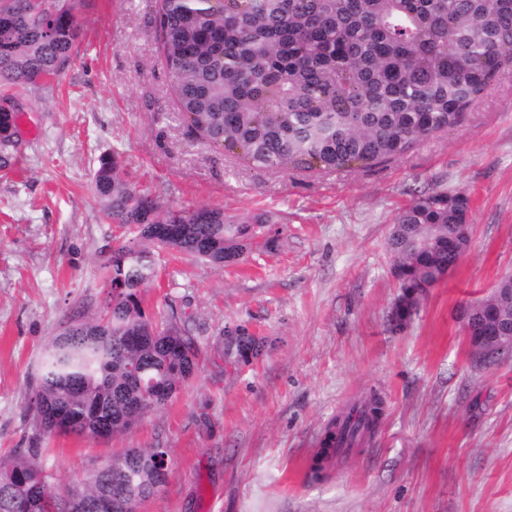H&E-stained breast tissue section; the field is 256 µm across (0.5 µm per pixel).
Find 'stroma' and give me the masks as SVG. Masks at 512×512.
<instances>
[{"mask_svg":"<svg viewBox=\"0 0 512 512\" xmlns=\"http://www.w3.org/2000/svg\"><path fill=\"white\" fill-rule=\"evenodd\" d=\"M155 8L91 0L61 80L17 92L18 162L0 170V459L31 444L46 344L104 309V265L125 230L106 221L90 180L113 154L163 206L266 213L279 241L224 269L162 254L143 307L193 320L201 368L126 432L41 438L54 483L128 448H162L168 482L140 512H512V356L480 363L458 318L512 271V68L456 126L391 162L251 168L182 123ZM434 189L469 195L471 247L399 325L386 240ZM239 323L266 340L248 364L224 362L218 346ZM373 388L387 411L371 443L312 477L326 425Z\"/></svg>","mask_w":512,"mask_h":512,"instance_id":"1","label":"stroma"}]
</instances>
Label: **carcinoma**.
Segmentation results:
<instances>
[{
    "mask_svg": "<svg viewBox=\"0 0 512 512\" xmlns=\"http://www.w3.org/2000/svg\"><path fill=\"white\" fill-rule=\"evenodd\" d=\"M90 0H0L1 100L61 77ZM170 91L188 131L241 150L250 167L341 172L397 159L458 123L488 79L512 63V0H158L152 19ZM21 113L0 112V169L13 165ZM94 196L115 241L105 264L110 299L91 320L68 324L48 344L30 410L39 435L120 434L162 409L198 369L194 337L176 315L158 324L140 290L156 258L175 250L222 269L251 252L258 213L246 220L200 205L164 208L125 181L103 155ZM469 197L432 190L395 218L386 242L412 313L420 283L436 286L458 253L448 234L468 223ZM384 415L372 391L326 427L310 460L320 473L339 450L361 446ZM41 448L0 461V512H138L169 478L162 448H130L64 485L49 482Z\"/></svg>",
    "mask_w": 512,
    "mask_h": 512,
    "instance_id": "cac0c4a2",
    "label": "carcinoma"
}]
</instances>
